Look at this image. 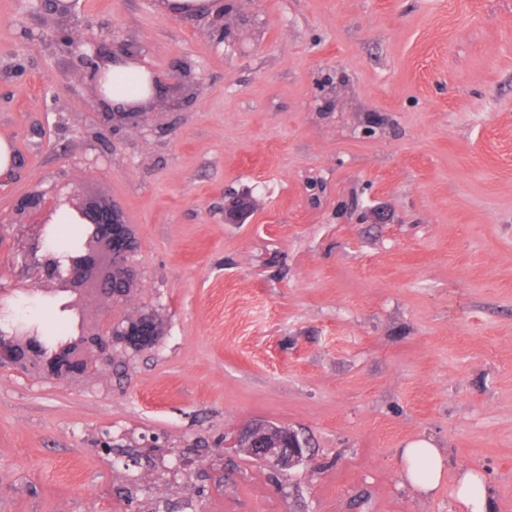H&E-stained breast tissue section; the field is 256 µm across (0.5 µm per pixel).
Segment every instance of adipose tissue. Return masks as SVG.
I'll list each match as a JSON object with an SVG mask.
<instances>
[{
  "label": "adipose tissue",
  "mask_w": 512,
  "mask_h": 512,
  "mask_svg": "<svg viewBox=\"0 0 512 512\" xmlns=\"http://www.w3.org/2000/svg\"><path fill=\"white\" fill-rule=\"evenodd\" d=\"M102 74L100 99L106 106L124 108L148 102L154 96L157 77L139 60L105 62ZM398 457L404 478L427 494L438 488L448 465L445 451L425 438L407 442L399 449Z\"/></svg>",
  "instance_id": "ef3b65f1"
}]
</instances>
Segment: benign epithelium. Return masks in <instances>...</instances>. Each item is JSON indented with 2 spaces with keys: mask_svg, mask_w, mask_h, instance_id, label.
Instances as JSON below:
<instances>
[{
  "mask_svg": "<svg viewBox=\"0 0 512 512\" xmlns=\"http://www.w3.org/2000/svg\"><path fill=\"white\" fill-rule=\"evenodd\" d=\"M75 2H54L51 37L84 47L81 59L91 90L98 97L104 58L94 43L75 40L66 27ZM146 117L143 104L105 113V121L113 128L135 127ZM252 210L250 196H232L224 204V223L243 224ZM20 211L33 227L31 236L19 244L22 263L33 271L39 287L18 289L10 302L0 294V366L46 379L84 378L111 366L118 348L139 351L157 343L160 331L154 311L142 307L132 321L126 314L118 320L112 318V309L128 304L142 277L133 261V235L117 208L62 188L48 199L41 193L28 195L20 203ZM63 214L81 227L77 242L65 249L59 248L53 237ZM35 308L54 310L66 329L47 333L31 318ZM237 446L284 473L310 460L307 438L275 424H257L242 431Z\"/></svg>",
  "mask_w": 512,
  "mask_h": 512,
  "instance_id": "obj_1",
  "label": "benign epithelium"
}]
</instances>
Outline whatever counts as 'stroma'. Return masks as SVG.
<instances>
[{"instance_id": "obj_1", "label": "stroma", "mask_w": 512, "mask_h": 512, "mask_svg": "<svg viewBox=\"0 0 512 512\" xmlns=\"http://www.w3.org/2000/svg\"><path fill=\"white\" fill-rule=\"evenodd\" d=\"M217 11L220 41L209 15L79 0L78 36L159 77L111 133L48 8L0 0V289L29 283L17 200L78 179L131 225L163 324L102 378L0 368V512H465L462 470L512 512V0ZM258 422L311 462L232 446ZM418 437L451 461L427 495L397 458ZM253 210V200L248 195L230 197L224 204V221L228 224H243ZM236 442L255 459L284 473L310 460L307 438L290 427L256 424L242 431Z\"/></svg>"}]
</instances>
